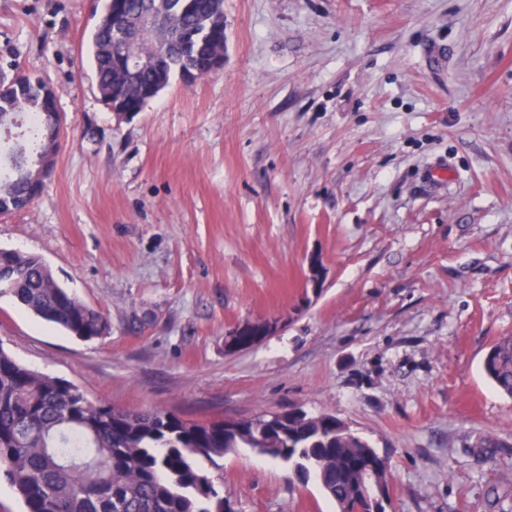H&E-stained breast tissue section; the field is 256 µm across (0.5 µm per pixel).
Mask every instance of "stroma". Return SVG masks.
Instances as JSON below:
<instances>
[{"mask_svg":"<svg viewBox=\"0 0 512 512\" xmlns=\"http://www.w3.org/2000/svg\"><path fill=\"white\" fill-rule=\"evenodd\" d=\"M102 8L0 0V69L64 116L0 248L110 332L6 295L0 346L120 408L331 413L387 458L393 512H512V398L482 367L512 336V0H224L223 69L124 119L90 60ZM256 320L271 335L226 352ZM213 475L236 512H334L247 448ZM0 295L12 296L35 316L91 341L109 333L106 317L64 288L38 256L0 249Z\"/></svg>","mask_w":512,"mask_h":512,"instance_id":"1","label":"stroma"}]
</instances>
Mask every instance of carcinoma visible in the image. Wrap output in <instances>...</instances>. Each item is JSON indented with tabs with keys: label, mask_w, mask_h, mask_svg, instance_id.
Masks as SVG:
<instances>
[{
	"label": "carcinoma",
	"mask_w": 512,
	"mask_h": 512,
	"mask_svg": "<svg viewBox=\"0 0 512 512\" xmlns=\"http://www.w3.org/2000/svg\"><path fill=\"white\" fill-rule=\"evenodd\" d=\"M133 23L147 12L169 35L127 43L112 14L99 16L92 35L97 87L104 105L118 99L140 112L146 90L174 75L206 71L224 54V0H115ZM46 83L33 74L0 77V122L24 115L23 138L0 145V213L33 203L14 159L34 154L50 135ZM0 295L35 316L91 341L109 333L106 317L63 287L35 255L0 249ZM483 371L512 397V336L488 350ZM238 448L294 467L314 479L336 512H370L360 467L370 460L386 482L388 464L369 443L342 429L336 415L262 413L230 427L224 419L185 420L159 409L122 410L90 400L76 385L28 368L0 345V468L24 512H224V496L207 469Z\"/></svg>",
	"instance_id": "1"
}]
</instances>
